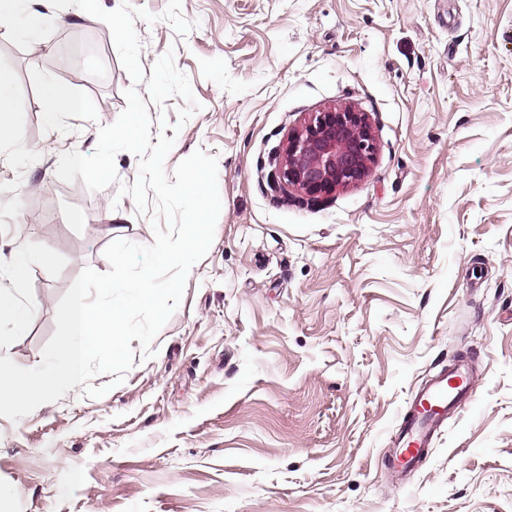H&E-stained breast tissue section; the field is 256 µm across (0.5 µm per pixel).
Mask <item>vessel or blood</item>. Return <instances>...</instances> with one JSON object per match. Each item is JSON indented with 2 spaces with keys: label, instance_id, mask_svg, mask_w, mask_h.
I'll return each mask as SVG.
<instances>
[{
  "label": "vessel or blood",
  "instance_id": "obj_1",
  "mask_svg": "<svg viewBox=\"0 0 512 512\" xmlns=\"http://www.w3.org/2000/svg\"><path fill=\"white\" fill-rule=\"evenodd\" d=\"M472 378L466 365L436 376L409 401L400 429L393 436V458L401 467L417 465L450 414L470 404Z\"/></svg>",
  "mask_w": 512,
  "mask_h": 512
}]
</instances>
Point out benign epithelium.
Instances as JSON below:
<instances>
[{
  "instance_id": "obj_1",
  "label": "benign epithelium",
  "mask_w": 512,
  "mask_h": 512,
  "mask_svg": "<svg viewBox=\"0 0 512 512\" xmlns=\"http://www.w3.org/2000/svg\"><path fill=\"white\" fill-rule=\"evenodd\" d=\"M375 151L368 113L350 105L311 112L288 134L277 187L317 199L355 186L368 175Z\"/></svg>"
}]
</instances>
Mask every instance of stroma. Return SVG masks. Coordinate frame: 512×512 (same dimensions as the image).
I'll use <instances>...</instances> for the list:
<instances>
[{
	"label": "stroma",
	"instance_id": "1",
	"mask_svg": "<svg viewBox=\"0 0 512 512\" xmlns=\"http://www.w3.org/2000/svg\"><path fill=\"white\" fill-rule=\"evenodd\" d=\"M0 21L21 144L0 142V357L37 366L58 303L114 240L152 244L116 186L56 175L93 152L131 79L70 0ZM187 36L136 21L200 104L149 106L151 134L217 159L222 208L181 303L100 398L74 387L0 417V512H512V0H181ZM55 82L79 111L48 116ZM349 104L368 176L309 205L269 182L306 113ZM170 128L162 130L159 121ZM180 130H173V123ZM476 403L411 470L391 436L458 361Z\"/></svg>",
	"mask_w": 512,
	"mask_h": 512
}]
</instances>
